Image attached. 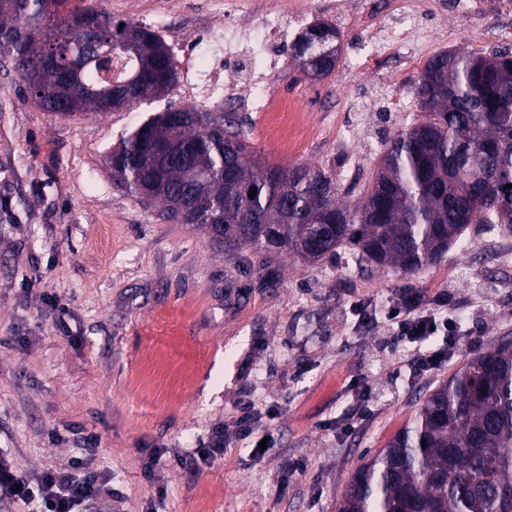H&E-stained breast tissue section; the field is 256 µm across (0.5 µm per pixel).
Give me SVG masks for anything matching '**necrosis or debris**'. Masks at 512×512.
Returning <instances> with one entry per match:
<instances>
[{"label": "necrosis or debris", "mask_w": 512, "mask_h": 512, "mask_svg": "<svg viewBox=\"0 0 512 512\" xmlns=\"http://www.w3.org/2000/svg\"><path fill=\"white\" fill-rule=\"evenodd\" d=\"M440 0H399L394 23L379 26L369 43L371 54L399 47L429 35L428 15ZM255 19L248 25L242 12ZM312 13L311 0H225L224 17L207 25L205 44L213 62L200 70L190 54H182L179 93L183 102L212 103L247 97L255 111L264 113L268 126L293 145L308 134V126L294 98L272 86V61L282 60L288 36Z\"/></svg>", "instance_id": "1"}]
</instances>
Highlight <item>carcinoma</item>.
Wrapping results in <instances>:
<instances>
[{
  "mask_svg": "<svg viewBox=\"0 0 512 512\" xmlns=\"http://www.w3.org/2000/svg\"><path fill=\"white\" fill-rule=\"evenodd\" d=\"M0 7V58L12 62L37 108L63 116L110 112L69 91L75 55L90 58L84 81L117 84L123 107L167 95L177 66L161 36L120 22L88 3L60 15L46 0ZM93 31L76 38L68 22ZM139 43L135 67L116 79L93 59L97 44ZM292 57L317 77L331 75L341 47L335 27L312 25ZM421 112L397 132L354 207L338 200L336 176L320 169L252 164L236 121L183 108L138 124L112 151V176L128 192L163 205L161 217L193 224L214 242L286 252L315 264L345 244L357 261L399 274L441 262L470 224H512V55L463 48L429 60L414 88ZM178 138L190 149L156 169L150 147ZM254 196H249V193ZM338 512H512V337L470 356L418 404L408 423L352 476Z\"/></svg>",
  "mask_w": 512,
  "mask_h": 512,
  "instance_id": "obj_1",
  "label": "carcinoma"
}]
</instances>
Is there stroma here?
Wrapping results in <instances>:
<instances>
[{"label":"stroma","instance_id":"stroma-1","mask_svg":"<svg viewBox=\"0 0 512 512\" xmlns=\"http://www.w3.org/2000/svg\"><path fill=\"white\" fill-rule=\"evenodd\" d=\"M219 0H96L117 19L158 18L179 51ZM341 57L315 78L287 65L278 88L307 109L310 134L291 150L257 112L236 108L248 152L262 163L335 173L356 205L387 142L418 114L425 61L465 48L512 52V19L489 20L505 38L475 37L469 20L439 17L425 50L409 43L350 66L370 30L318 9ZM177 95L135 110L56 118L0 64V449L28 472L62 469L95 435L97 466L121 512H336L351 476L408 421L424 394L466 357L512 337V230L470 225L468 253L411 275L359 269L349 249L305 267L284 254L230 252L204 229L169 224L112 178L108 155L123 134ZM475 282L459 307L467 338L446 369L407 383L386 327L360 332L347 299L384 302L392 289L432 296ZM381 398L350 433L335 429L355 402L363 368ZM281 413L278 444L250 458L230 442L197 471L175 465L196 440L230 423L244 398ZM165 496H157V487Z\"/></svg>","mask_w":512,"mask_h":512}]
</instances>
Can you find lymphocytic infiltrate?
<instances>
[{
	"label": "lymphocytic infiltrate",
	"mask_w": 512,
	"mask_h": 512,
	"mask_svg": "<svg viewBox=\"0 0 512 512\" xmlns=\"http://www.w3.org/2000/svg\"><path fill=\"white\" fill-rule=\"evenodd\" d=\"M457 285L435 298L408 287L395 289L386 305L364 300H353L345 307L357 327L371 330L387 324L390 335L388 348H402L411 354L405 372L408 381L426 377L445 366L464 335L463 319L454 299ZM276 406L260 408L245 402L238 417L223 431L196 442L194 448L178 456L177 465L209 466L224 456V442L228 435L250 437L259 417L276 419ZM95 449L88 448L73 458L67 468L48 469L36 474L22 470L14 459L0 451V502L21 504L29 512H102L113 496L108 481L94 468Z\"/></svg>",
	"instance_id": "lymphocytic-infiltrate-1"
}]
</instances>
